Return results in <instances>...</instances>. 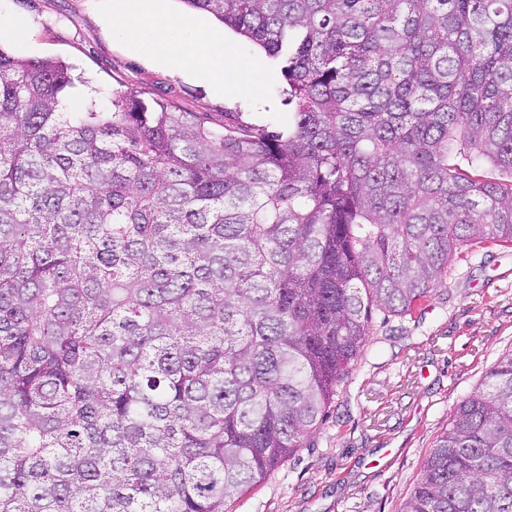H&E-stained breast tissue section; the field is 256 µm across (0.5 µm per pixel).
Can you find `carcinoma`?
Wrapping results in <instances>:
<instances>
[{"label": "carcinoma", "instance_id": "obj_1", "mask_svg": "<svg viewBox=\"0 0 512 512\" xmlns=\"http://www.w3.org/2000/svg\"><path fill=\"white\" fill-rule=\"evenodd\" d=\"M285 131L0 47V512H226L473 247L512 245V0H183ZM490 166L498 177L485 179ZM401 512H512V352Z\"/></svg>", "mask_w": 512, "mask_h": 512}]
</instances>
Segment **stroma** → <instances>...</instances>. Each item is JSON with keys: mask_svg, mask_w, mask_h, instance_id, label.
<instances>
[{"mask_svg": "<svg viewBox=\"0 0 512 512\" xmlns=\"http://www.w3.org/2000/svg\"><path fill=\"white\" fill-rule=\"evenodd\" d=\"M0 18L24 20L23 59L59 58L101 89L139 90L215 128L282 130L290 109L279 66L225 30L234 57L257 69L254 93L216 95L112 40L98 0H0ZM370 346L341 386L328 418L281 466L228 504V512H400L458 405L512 350V248L487 244L456 259L447 285L411 316L373 317Z\"/></svg>", "mask_w": 512, "mask_h": 512, "instance_id": "obj_1", "label": "stroma"}]
</instances>
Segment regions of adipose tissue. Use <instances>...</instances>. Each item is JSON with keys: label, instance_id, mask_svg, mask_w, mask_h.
<instances>
[{"label": "adipose tissue", "instance_id": "obj_1", "mask_svg": "<svg viewBox=\"0 0 512 512\" xmlns=\"http://www.w3.org/2000/svg\"><path fill=\"white\" fill-rule=\"evenodd\" d=\"M170 11L171 0H112V37L156 65L205 76L215 93L228 81L236 93H252V81L237 75L223 33L202 18L173 20Z\"/></svg>", "mask_w": 512, "mask_h": 512}]
</instances>
